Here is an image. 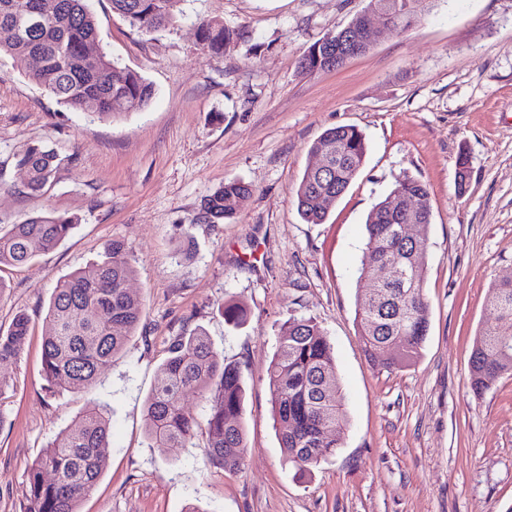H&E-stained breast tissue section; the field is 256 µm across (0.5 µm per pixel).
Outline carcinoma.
I'll return each mask as SVG.
<instances>
[{"label":"carcinoma","mask_w":512,"mask_h":512,"mask_svg":"<svg viewBox=\"0 0 512 512\" xmlns=\"http://www.w3.org/2000/svg\"><path fill=\"white\" fill-rule=\"evenodd\" d=\"M38 0H0V55L36 61L28 78L57 104L97 119H115L145 109L154 97L144 76L115 64L104 50L90 57L87 49L98 43V25L88 0H58L55 12L35 13ZM139 31L166 28L182 12L183 0H110ZM368 0L366 9L385 10L394 16V29L405 31L434 6L436 0ZM200 49L212 56L243 38L224 22L206 17L196 21ZM341 67L336 51L316 41L299 63L302 74ZM331 152L329 165L309 167L295 188L298 212L310 224L327 215L326 200L341 197L361 169L366 156L365 137L357 128H331L313 143V154ZM61 164L58 152L45 145L28 146L16 156L26 170V188L39 193ZM252 195L251 185L231 181L200 204L197 224H222L233 218ZM416 199L423 207L415 235L398 237L399 203ZM427 185L404 175L369 211L365 222V249L376 261L389 262L409 275V283L379 286L382 305L361 308L357 322L369 360L386 368L406 366L419 355L426 340L430 304L425 294V257L418 243L431 224ZM80 220L46 211L28 216L0 232V272L26 264L69 236ZM134 269L124 241L114 239L101 259L67 275L57 283L49 300L43 340V371L48 385L80 390L97 382L101 372L123 351L137 329L141 299L128 290ZM244 304L224 302V323L238 328L247 321ZM512 282L491 286L483 328L474 339L469 382L480 397L490 381L512 374ZM30 330L23 313L14 316L0 333V362L15 360ZM161 383L144 405V426L149 439L166 448H188L204 435L205 459L225 470L237 471L248 445L241 424L246 394L240 366L228 362L199 329L170 346L160 367ZM274 418L284 461L301 477L335 453L346 425L345 400L336 371L330 338L311 317H292L281 328L274 357L267 369ZM196 392L205 404L204 421L184 413L181 397ZM110 420L91 408L68 430L58 434L29 468L22 512H80L81 502L94 490L106 464Z\"/></svg>","instance_id":"obj_1"}]
</instances>
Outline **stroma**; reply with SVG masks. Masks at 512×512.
I'll use <instances>...</instances> for the list:
<instances>
[{"label": "stroma", "instance_id": "35a3bbf8", "mask_svg": "<svg viewBox=\"0 0 512 512\" xmlns=\"http://www.w3.org/2000/svg\"><path fill=\"white\" fill-rule=\"evenodd\" d=\"M366 0H184L168 29H133L110 0H90L100 43L155 90L145 110L101 121L58 105L0 58V222L53 211L81 222L57 248L0 273V328L31 321L19 358L0 363V512H22L25 477L92 404L111 420L106 466L81 512H506L512 506V375L474 397L473 338L492 282L512 280V0H436L407 31H383L342 67L300 74L316 40ZM244 31L204 54L195 19ZM356 126L367 154L321 224L293 190L327 129ZM67 156L41 194L15 156L32 144ZM467 168L458 189L459 168ZM432 209L425 288L429 331L409 366H373L355 321L366 215L402 175ZM253 193L238 215L198 224L225 182ZM124 240L143 304L126 346L91 387L45 388L47 306L57 283ZM248 309L238 329L226 300ZM330 337L347 427L342 446L300 477L283 462L266 371L289 317ZM203 329L246 385L240 471L207 463L203 439L164 448L144 431V402L171 343Z\"/></svg>", "mask_w": 512, "mask_h": 512}]
</instances>
